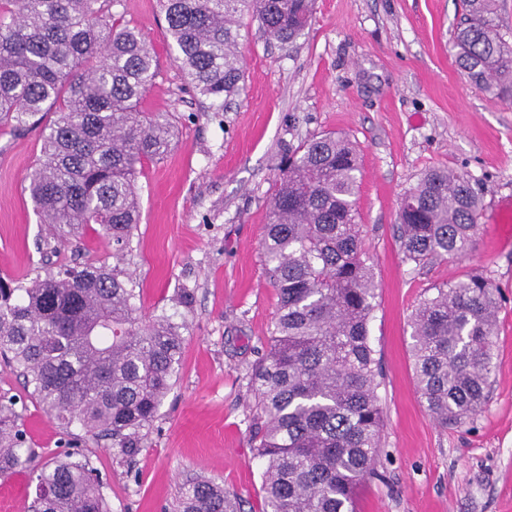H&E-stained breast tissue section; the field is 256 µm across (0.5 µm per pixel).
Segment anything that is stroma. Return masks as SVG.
<instances>
[{
  "label": "stroma",
  "instance_id": "obj_1",
  "mask_svg": "<svg viewBox=\"0 0 512 512\" xmlns=\"http://www.w3.org/2000/svg\"><path fill=\"white\" fill-rule=\"evenodd\" d=\"M121 11L156 52L143 108L176 127L167 155L138 175L132 268L141 312L171 309L185 288L194 290L195 306L178 380L147 447L128 464L94 441L80 443L102 474L111 512H172L181 475L193 469L239 496L244 512H262L247 375L278 303L262 257L265 201L285 148L326 132L361 149L357 210L377 285L369 338L381 381V455L377 477L359 491L358 512H512V242L492 245V227L482 221L463 261L419 267L404 261L398 241L401 199L430 168L468 173L485 214L512 201V103L459 73L452 36L461 0H316L304 36L286 47L242 18L245 80L218 114L186 86L156 0H123ZM41 147V128H0V276L112 254L96 224L56 254L40 250L53 234L28 193ZM471 271L490 279L498 297L494 384L479 414L445 428L416 389L410 322L433 288ZM0 392L23 403L31 447L45 457L63 451L57 422L2 361Z\"/></svg>",
  "mask_w": 512,
  "mask_h": 512
}]
</instances>
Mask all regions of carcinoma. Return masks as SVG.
Masks as SVG:
<instances>
[{
	"mask_svg": "<svg viewBox=\"0 0 512 512\" xmlns=\"http://www.w3.org/2000/svg\"><path fill=\"white\" fill-rule=\"evenodd\" d=\"M164 39L187 86L224 111L239 95L242 15L282 46L305 35L315 0H158ZM122 0H0V126L23 131L53 110L29 195L53 225L51 252L87 224L112 242V263L53 274L34 267L0 276V359L74 444L78 429L105 438L123 461L179 374L185 323L163 311L144 324L130 269L140 223L137 177L175 135L142 108L155 51L123 20ZM454 36L467 80L512 97V44L495 23L496 0H464ZM356 146L334 132L288 150L267 200L265 272L278 295L271 336L250 374L256 454L266 512H356L376 475L383 411L368 326L376 285L365 259L356 197ZM482 211L464 173L434 167L403 195L399 239L407 261L462 259ZM498 302L489 279L466 274L424 297L411 319V357L426 410L442 426L485 406L495 371ZM17 400L0 394V473L32 470L30 512H110L103 481L77 449L37 465L18 426ZM175 512H244L243 502L200 473L184 476Z\"/></svg>",
	"mask_w": 512,
	"mask_h": 512,
	"instance_id": "1",
	"label": "carcinoma"
}]
</instances>
